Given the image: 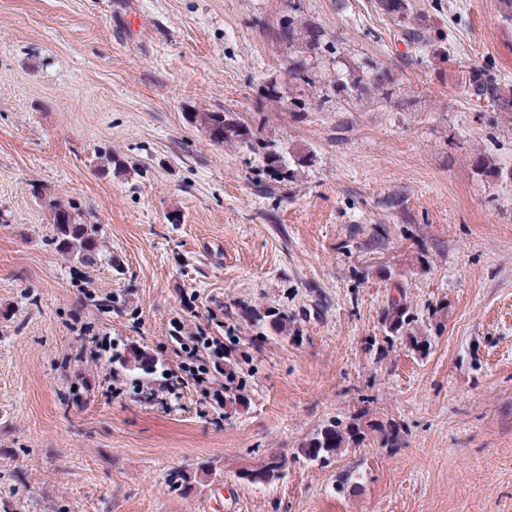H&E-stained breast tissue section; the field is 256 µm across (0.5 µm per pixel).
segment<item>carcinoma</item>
Masks as SVG:
<instances>
[{"mask_svg": "<svg viewBox=\"0 0 512 512\" xmlns=\"http://www.w3.org/2000/svg\"><path fill=\"white\" fill-rule=\"evenodd\" d=\"M276 34L280 40L290 45L302 42L311 50L321 45V34L299 29L291 16L279 23ZM281 72L291 81L313 83L304 65L293 59H286L281 66ZM386 78L385 69L372 65L365 73L351 77L348 82L341 78L337 79L336 93H344L350 88L359 93L365 92L371 86H381ZM472 86L477 98L494 104L503 103L500 88L494 80L476 74L473 76ZM265 93L276 106L289 112L305 110L306 100L300 97L285 99L279 90V83L275 80L265 87ZM192 120L203 127L209 141L216 146L233 144L246 147L253 152L263 151L266 171L275 182L295 180L298 167L308 161L304 155L286 154L277 145L257 136L248 124L235 118L231 112H198L192 115ZM50 224H52L53 239L58 252L70 261L85 266L97 262L101 252V225L82 220L77 209L70 204L50 205ZM263 318L273 331L288 334L290 319L287 314L277 309H270L266 311ZM414 322L415 316L410 312L408 304L403 300V292L400 291L398 296L390 298L382 313L386 343L392 344L395 340L404 338L412 349L418 352L427 351L429 342L424 334L415 328ZM122 366L148 379L164 372L158 360L137 349L128 351L122 360ZM362 440L363 435L359 427L334 420L306 438L298 448V455L309 462L326 460L338 455L344 448L358 445ZM281 467L282 462L274 457L264 466L245 472L243 477L253 483L270 484L281 477L279 472Z\"/></svg>", "mask_w": 512, "mask_h": 512, "instance_id": "obj_1", "label": "carcinoma"}]
</instances>
